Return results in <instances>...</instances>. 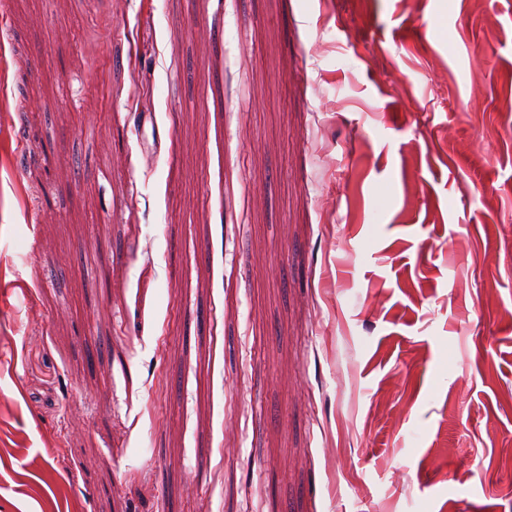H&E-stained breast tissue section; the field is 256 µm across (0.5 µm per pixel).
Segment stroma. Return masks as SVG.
<instances>
[{"label":"stroma","instance_id":"1","mask_svg":"<svg viewBox=\"0 0 512 512\" xmlns=\"http://www.w3.org/2000/svg\"><path fill=\"white\" fill-rule=\"evenodd\" d=\"M377 505L512 512V0H0V512Z\"/></svg>","mask_w":512,"mask_h":512}]
</instances>
